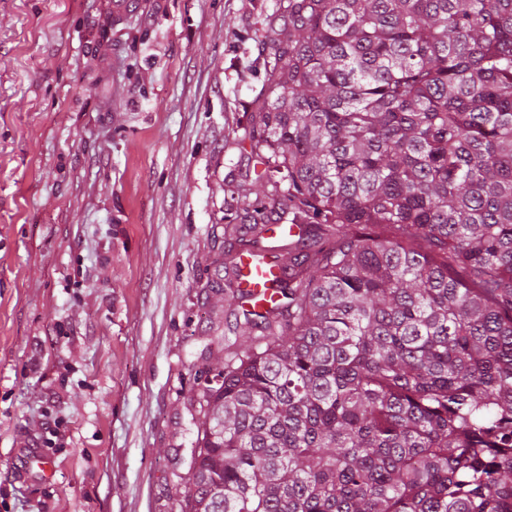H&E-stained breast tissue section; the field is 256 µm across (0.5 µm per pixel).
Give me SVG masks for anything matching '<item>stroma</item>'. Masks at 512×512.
<instances>
[{
	"instance_id": "35a3bbf8",
	"label": "stroma",
	"mask_w": 512,
	"mask_h": 512,
	"mask_svg": "<svg viewBox=\"0 0 512 512\" xmlns=\"http://www.w3.org/2000/svg\"><path fill=\"white\" fill-rule=\"evenodd\" d=\"M281 0H0V512H179ZM51 477L14 478L24 438Z\"/></svg>"
}]
</instances>
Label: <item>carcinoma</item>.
<instances>
[{"instance_id":"1","label":"carcinoma","mask_w":512,"mask_h":512,"mask_svg":"<svg viewBox=\"0 0 512 512\" xmlns=\"http://www.w3.org/2000/svg\"><path fill=\"white\" fill-rule=\"evenodd\" d=\"M262 52L180 512H512V0H287ZM246 264L247 267L244 268V275L246 276L247 288L255 291L268 289L271 282L275 279L277 270L268 261L258 263L251 257L247 258Z\"/></svg>"}]
</instances>
